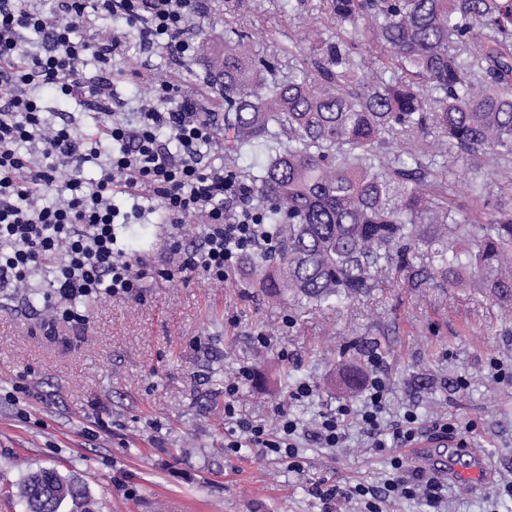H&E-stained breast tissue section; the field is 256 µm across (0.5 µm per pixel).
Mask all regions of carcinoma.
<instances>
[{"mask_svg":"<svg viewBox=\"0 0 512 512\" xmlns=\"http://www.w3.org/2000/svg\"><path fill=\"white\" fill-rule=\"evenodd\" d=\"M336 39L284 74L235 39L214 50L210 84L224 101L226 165L251 183L278 261L255 286L327 303L377 284L406 257L421 224H443L430 265L512 302V0H326ZM376 55L351 59L355 38ZM398 143V149L391 148ZM272 155L236 167L242 149ZM483 158L479 215L460 213L447 159ZM496 190H491V187ZM27 512H95L86 486L55 468L27 472Z\"/></svg>","mask_w":512,"mask_h":512,"instance_id":"1","label":"carcinoma"}]
</instances>
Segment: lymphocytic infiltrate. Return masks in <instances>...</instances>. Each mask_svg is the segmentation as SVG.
<instances>
[{"label": "lymphocytic infiltrate", "instance_id": "obj_1", "mask_svg": "<svg viewBox=\"0 0 512 512\" xmlns=\"http://www.w3.org/2000/svg\"><path fill=\"white\" fill-rule=\"evenodd\" d=\"M98 9L116 27L90 42L77 38L91 23L86 0H57L49 14L24 8L20 0H0V293L16 291L38 271L51 269L50 294L69 301L63 318L77 317L74 301L105 292L133 296L152 279L201 272L227 281L246 255L274 248V239L252 204L250 186L225 167L218 155L217 117L198 94L170 81L137 72L149 102L125 114L113 91L110 72L125 55L130 38L150 53L178 61L195 54L194 29L205 17L204 0H99ZM38 35L48 49L30 53L22 36ZM52 88L88 106L95 131L80 133L71 121L50 123L37 103L39 90ZM101 169L86 182L87 164ZM56 204H44L47 194ZM130 200L128 212L115 198ZM161 215L170 224L168 258L152 265L129 250L124 228ZM201 220L198 246L184 248L178 232ZM370 374L361 407L347 404L322 414L311 433L320 447L336 448L358 423L372 447L392 448L391 472L377 484L334 486L323 500H361L366 512L425 492L439 500V485L424 475H407V451L420 438H444L457 427L440 419L422 425L413 410L385 419L392 389L378 354L368 357ZM248 369L224 386L227 448L241 445L290 461L299 454L298 424L286 407L274 410L275 425L237 416L234 396Z\"/></svg>", "mask_w": 512, "mask_h": 512}]
</instances>
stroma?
<instances>
[{"label":"stroma","instance_id":"35a3bbf8","mask_svg":"<svg viewBox=\"0 0 512 512\" xmlns=\"http://www.w3.org/2000/svg\"><path fill=\"white\" fill-rule=\"evenodd\" d=\"M321 5L304 0L285 13L281 0H210L197 40L223 42L233 25L253 55L284 71L283 46L325 36L315 21ZM121 66L188 91L203 87L209 72L203 53L173 63L135 41ZM434 230L420 225L401 270L335 308L267 300L252 285L255 254L222 283L188 273L147 282L137 296L85 300L82 322L43 308L48 276L31 280L33 299L0 294V512H24L17 486L38 468L78 477L97 512H359L318 492L379 481L389 452L368 448L355 427L340 448L303 439L296 470L255 448L231 452L224 383L250 369L238 412L268 421L284 404L310 431L337 405L362 404L370 350L393 386L391 416L411 408L425 422L475 424L458 464L471 466L475 452L493 475L480 487L448 481L440 504L421 495L389 512H512V496L496 485L512 479V384L491 367L495 359L512 366V305L433 278L425 255ZM125 235L144 259L164 262L163 224H132ZM260 336L271 337L269 347L257 344ZM301 381L312 397L290 400Z\"/></svg>","mask_w":512,"mask_h":512}]
</instances>
